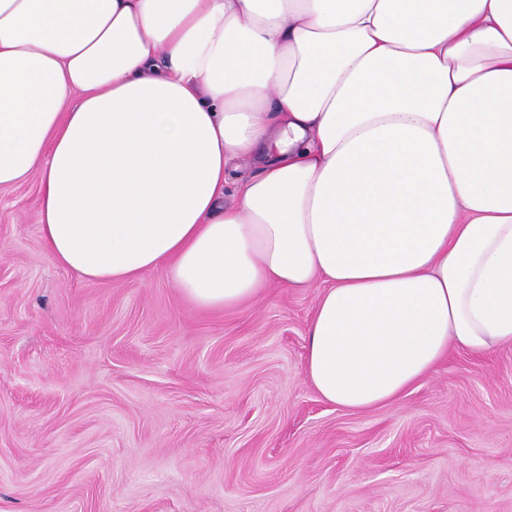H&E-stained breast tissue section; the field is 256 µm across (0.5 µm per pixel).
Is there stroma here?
Instances as JSON below:
<instances>
[{"label": "stroma", "mask_w": 512, "mask_h": 512, "mask_svg": "<svg viewBox=\"0 0 512 512\" xmlns=\"http://www.w3.org/2000/svg\"><path fill=\"white\" fill-rule=\"evenodd\" d=\"M0 188V512H512V346L367 411L305 367L318 289L205 310L84 279Z\"/></svg>", "instance_id": "stroma-1"}]
</instances>
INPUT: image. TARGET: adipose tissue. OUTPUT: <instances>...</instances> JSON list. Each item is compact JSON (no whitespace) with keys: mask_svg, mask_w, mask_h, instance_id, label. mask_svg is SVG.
Returning <instances> with one entry per match:
<instances>
[{"mask_svg":"<svg viewBox=\"0 0 512 512\" xmlns=\"http://www.w3.org/2000/svg\"><path fill=\"white\" fill-rule=\"evenodd\" d=\"M34 174L59 266L319 287L312 386L391 403L512 345V0H0V187Z\"/></svg>","mask_w":512,"mask_h":512,"instance_id":"obj_1","label":"adipose tissue"}]
</instances>
